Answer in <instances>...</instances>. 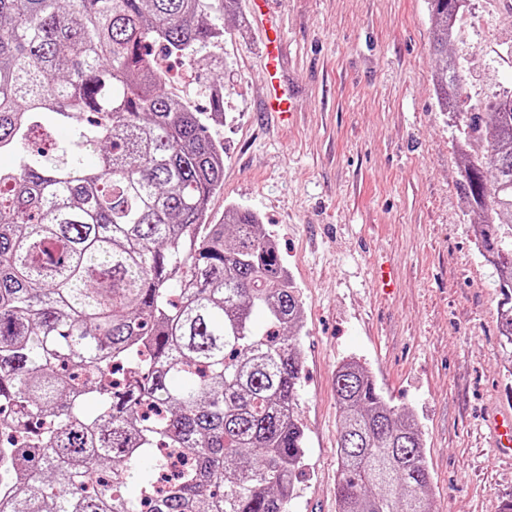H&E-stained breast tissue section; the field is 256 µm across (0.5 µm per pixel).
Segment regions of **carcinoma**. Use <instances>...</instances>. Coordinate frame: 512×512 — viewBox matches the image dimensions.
<instances>
[{
    "instance_id": "obj_1",
    "label": "carcinoma",
    "mask_w": 512,
    "mask_h": 512,
    "mask_svg": "<svg viewBox=\"0 0 512 512\" xmlns=\"http://www.w3.org/2000/svg\"><path fill=\"white\" fill-rule=\"evenodd\" d=\"M237 2L0 0V512H288L302 301L254 210L207 223L224 145L155 58L203 60ZM458 2L428 0L448 86ZM484 109L460 188L511 359L512 95ZM335 385L338 512H435L417 421L353 358Z\"/></svg>"
}]
</instances>
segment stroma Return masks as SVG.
Returning <instances> with one entry per match:
<instances>
[{
    "label": "stroma",
    "instance_id": "stroma-1",
    "mask_svg": "<svg viewBox=\"0 0 512 512\" xmlns=\"http://www.w3.org/2000/svg\"><path fill=\"white\" fill-rule=\"evenodd\" d=\"M226 16L223 41L195 65L170 62L198 111L222 88L208 132L224 145L210 219L255 210L274 235L304 317L298 417L306 456L288 512H336L337 366L357 359L385 401L424 433L439 512H499L512 467L479 428L512 410L500 346L497 274L477 248L459 187L461 113L512 91V0H467L448 53L460 62L458 112L442 111L427 0H273L285 32L279 74L295 112L262 109V32ZM390 267L393 288L376 285Z\"/></svg>",
    "mask_w": 512,
    "mask_h": 512
}]
</instances>
